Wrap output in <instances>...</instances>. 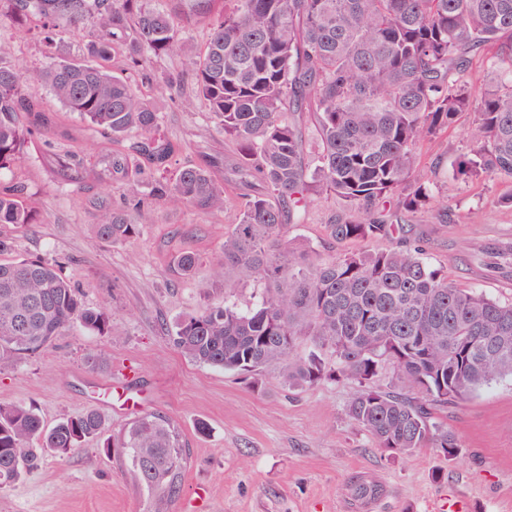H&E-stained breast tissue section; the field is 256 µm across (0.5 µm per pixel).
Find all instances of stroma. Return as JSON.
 Here are the masks:
<instances>
[{
	"mask_svg": "<svg viewBox=\"0 0 512 512\" xmlns=\"http://www.w3.org/2000/svg\"><path fill=\"white\" fill-rule=\"evenodd\" d=\"M29 34L0 20V44L19 65L22 92L47 116L24 145L25 167L0 170V184H21L36 215L32 224H0L12 258L59 264L63 277L91 308L112 319L107 333L71 327L23 360L0 364V403L31 406L46 426L87 409L98 410L112 432L146 412L178 426L189 449L183 492L172 512H360L347 483L365 477L382 485L370 512H512V379L479 389L443 418L461 445L457 460L424 448L394 458L346 414L357 386L326 380L303 390L283 387L276 368L241 374L191 361L163 327H175L205 300L194 279L172 275L174 257L192 251L211 259L237 222L235 208L203 214L161 201L154 180L129 193L127 176L112 171L108 139L67 111L37 77L45 66L39 17ZM101 34L96 14L61 27L60 55L82 57ZM115 67L161 107L159 139L172 147L166 164L211 163L216 179H230L224 157L232 150L192 99V78L179 57L152 59L143 68ZM182 74L180 89L159 92L164 74ZM465 114L418 145L424 168H438L447 210L430 206L407 220L405 237L421 245L436 268L458 287L503 303L512 301V206L503 203L510 181L456 179L451 162L466 151ZM137 205L138 235L129 242L98 238L102 209ZM341 208L315 202L297 239L321 244ZM111 391H104V383ZM152 498L128 464L94 439L68 456L40 452L35 468L0 487V512H149Z\"/></svg>",
	"mask_w": 512,
	"mask_h": 512,
	"instance_id": "35a3bbf8",
	"label": "stroma"
}]
</instances>
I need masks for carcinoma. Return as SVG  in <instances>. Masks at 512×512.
I'll list each match as a JSON object with an SVG mask.
<instances>
[{
    "mask_svg": "<svg viewBox=\"0 0 512 512\" xmlns=\"http://www.w3.org/2000/svg\"><path fill=\"white\" fill-rule=\"evenodd\" d=\"M217 2L181 0L175 15L152 0H0V15L19 26L40 15L51 47L57 21L77 25L100 11L103 34L86 57H58L39 78L113 142L139 133L150 163L162 166L171 148L157 142L158 109L107 66L115 40H124L133 67L185 57L197 97L233 143L238 223L209 266L193 253L173 264L174 274L199 278L204 293L222 292L176 324L173 343L184 356L241 373L277 365L290 389L341 375L358 385L347 415L376 447L395 456L431 447L456 459L459 439L437 411L512 377V303L456 287L422 249L402 241L323 260L314 246L288 237V227L304 221L313 198L334 195L346 213L328 225L330 243L394 239L401 214L437 201L418 143L465 112L473 115L469 150L452 163L456 176L512 180V0H224L222 10ZM198 20L209 21L211 33L196 55L178 22ZM476 56L489 77L478 91L468 80ZM22 83L0 45V169L25 161L21 113L43 122ZM112 168L130 171L133 187L145 174L119 150ZM158 191L201 213L230 200L209 167L193 164L162 178ZM22 194L20 185L0 186V224L34 223ZM138 232L130 210L106 212L97 224L98 236L114 242ZM246 279L266 288L256 307L240 311L227 294ZM110 322L106 311L82 303L54 265L0 260L1 363L43 349L74 325L104 333ZM303 336L313 346L307 353L298 350ZM384 370L393 382L372 386ZM97 438L106 453L128 454L153 495V512H168L182 494L187 453L178 427L158 412L112 434L95 409L48 429L32 408L0 403V487L32 464L31 441L64 457ZM347 490L369 501L382 487L356 477Z\"/></svg>",
    "mask_w": 512,
    "mask_h": 512,
    "instance_id": "carcinoma-1",
    "label": "carcinoma"
}]
</instances>
